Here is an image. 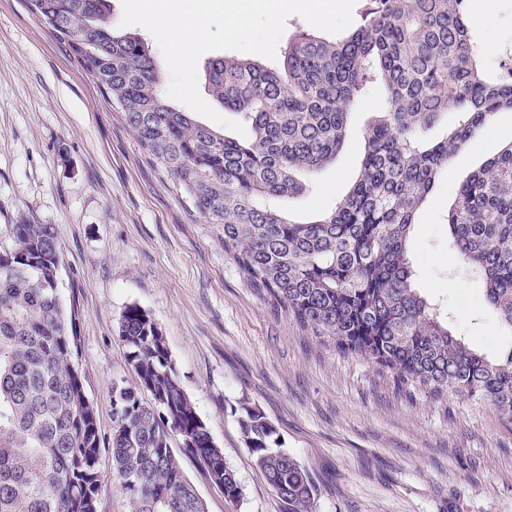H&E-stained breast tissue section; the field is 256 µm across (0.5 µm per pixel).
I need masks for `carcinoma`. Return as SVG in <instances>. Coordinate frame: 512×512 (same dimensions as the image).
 I'll list each match as a JSON object with an SVG mask.
<instances>
[{"label": "carcinoma", "instance_id": "1", "mask_svg": "<svg viewBox=\"0 0 512 512\" xmlns=\"http://www.w3.org/2000/svg\"><path fill=\"white\" fill-rule=\"evenodd\" d=\"M367 2L346 39L299 34L279 66L208 62L211 95L250 124L240 141L168 102L152 46L113 29L111 0H27L274 307L338 352L372 359L400 387L486 403L512 423V348L490 357L456 337L415 287L408 252L436 178L477 130L512 111V75L486 66L465 0ZM370 83L385 88L387 108L366 126L360 173L334 209L301 223L260 206L305 193L304 177L334 160ZM450 112L454 128L425 143ZM447 221L512 329V143L459 185ZM6 232L18 269L0 275V512H97L99 431L71 361L75 318L50 288L55 231L22 217ZM118 334L138 382L112 387V466L133 512H205L176 461V435L224 497L238 498L156 323L131 306ZM241 430L288 512H312V477L279 447L274 426L247 407Z\"/></svg>", "mask_w": 512, "mask_h": 512}]
</instances>
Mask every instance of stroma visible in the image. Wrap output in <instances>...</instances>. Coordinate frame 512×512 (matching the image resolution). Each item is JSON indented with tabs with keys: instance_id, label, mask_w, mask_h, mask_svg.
Listing matches in <instances>:
<instances>
[{
	"instance_id": "obj_1",
	"label": "stroma",
	"mask_w": 512,
	"mask_h": 512,
	"mask_svg": "<svg viewBox=\"0 0 512 512\" xmlns=\"http://www.w3.org/2000/svg\"><path fill=\"white\" fill-rule=\"evenodd\" d=\"M491 70L512 46V0H466ZM386 103L370 85L335 160L290 203L297 220L333 208L354 183L364 128ZM495 137L476 132L437 178L409 242L422 294L454 335L491 356L512 349L482 285L448 245L456 190L512 143V112ZM53 225L59 294L76 318L73 363L101 436L97 512H132L112 473V388L136 374L118 335L136 305L162 331L184 390L241 488L224 497L193 456L177 454L206 512H288L243 440V407L260 411L279 445L313 478V512H512V426L463 396L401 391L371 360L340 355L270 304L148 159L121 112L26 0H0V247L20 217Z\"/></svg>"
}]
</instances>
